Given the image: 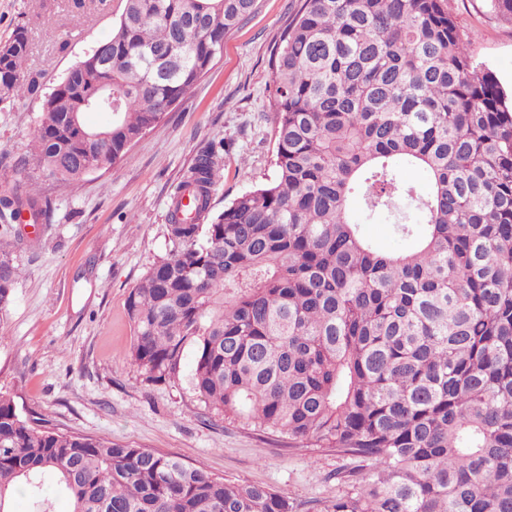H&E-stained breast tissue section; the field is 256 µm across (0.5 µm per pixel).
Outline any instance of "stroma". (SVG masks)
Listing matches in <instances>:
<instances>
[{
	"instance_id": "35a3bbf8",
	"label": "stroma",
	"mask_w": 512,
	"mask_h": 512,
	"mask_svg": "<svg viewBox=\"0 0 512 512\" xmlns=\"http://www.w3.org/2000/svg\"><path fill=\"white\" fill-rule=\"evenodd\" d=\"M299 0H257L255 12L227 35L212 69L137 140L124 159L71 186L39 170L14 169L40 123V97L0 104V196L34 178L52 207L30 228L0 227V250L22 274L0 315V393L20 412H35L59 431L181 458L238 484L263 485L288 497L293 512H321L345 493L341 472L358 460L322 448H292L212 413L192 389L193 349L179 376L144 380L131 360L127 299L166 250L176 185L198 152L220 148L223 167L212 196L220 213L253 185L273 180V88L270 59ZM475 63L512 93V19L490 0H447ZM121 0H0V40L28 30L29 66L51 84L91 47L106 40ZM359 229L386 253L408 250L383 215L354 209Z\"/></svg>"
}]
</instances>
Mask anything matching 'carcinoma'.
Wrapping results in <instances>:
<instances>
[{"mask_svg": "<svg viewBox=\"0 0 512 512\" xmlns=\"http://www.w3.org/2000/svg\"><path fill=\"white\" fill-rule=\"evenodd\" d=\"M256 0H122L112 36L41 96L30 154L72 184L156 128ZM26 29L0 41V101L40 90ZM276 175L210 216L221 156L172 198L167 248L127 300L144 380L178 374L226 420L362 462L320 512H512V103L445 0H302L271 58ZM112 111V146L79 136ZM402 163L430 177L427 195ZM407 252L377 251L352 197ZM51 210L26 181L0 221ZM210 223H205V220ZM19 267L0 251V313ZM292 512L262 485L56 431L0 394V512Z\"/></svg>", "mask_w": 512, "mask_h": 512, "instance_id": "1", "label": "carcinoma"}]
</instances>
